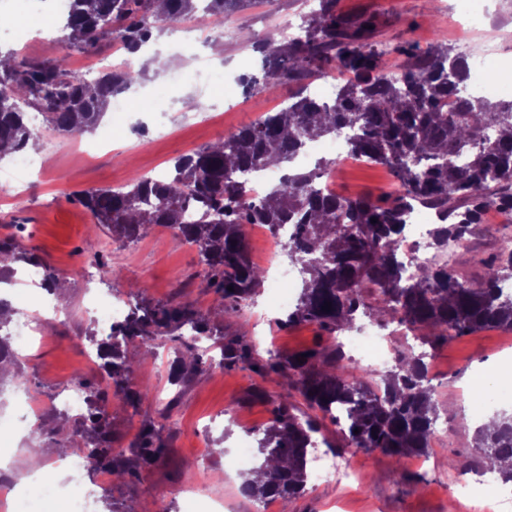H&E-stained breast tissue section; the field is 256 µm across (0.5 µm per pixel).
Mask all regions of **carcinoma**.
Masks as SVG:
<instances>
[{"instance_id":"carcinoma-1","label":"carcinoma","mask_w":512,"mask_h":512,"mask_svg":"<svg viewBox=\"0 0 512 512\" xmlns=\"http://www.w3.org/2000/svg\"><path fill=\"white\" fill-rule=\"evenodd\" d=\"M69 2L58 39L63 56L38 60L0 49V159L42 139L43 131L29 123L26 110L41 113L45 128L81 136L99 123L112 92L130 87L143 74L128 65L87 81L67 66L70 51L117 41L135 55L162 24L195 17L200 10L203 19H222L250 5V0H208L202 9L196 0ZM369 25L336 15V0H319L301 38L281 44L267 38L252 45L263 56L264 72L249 78L247 86L272 92L285 82L324 76L330 67L350 74L336 85L334 103L302 92L278 111L176 159L165 179L146 176L119 189L73 197L114 238L134 242L160 225L196 246L207 287L220 295L227 317L252 300L263 282L248 258L244 225L262 224L279 236L284 225L292 224L295 232L282 247L290 261L301 265L303 282L294 308L277 320L280 326L304 322L338 334L352 329L361 314L380 322L388 316L408 331H420L422 343L432 345L482 329L512 331V294L501 286L512 273V249L478 259L482 274L476 279L462 273L455 259L456 247L465 246L488 207L512 211V99L491 103L463 91L467 62L451 54L446 38L423 52L412 45L396 48L405 61L396 71L386 69V51L370 42ZM452 96L458 105L450 110ZM343 129L354 131L346 141L351 155L386 167L398 181L395 197L320 194L315 186L326 160L288 175L255 199L233 181L242 171L269 166L274 157L288 163L309 141ZM187 207L200 213L199 221L185 222ZM417 207L436 214L433 241L443 259L407 275L399 247ZM2 252L40 267L47 289L59 286L38 256L1 241ZM326 302L329 311L322 310ZM186 326L208 340L219 339L220 365L242 366L263 380L278 375L308 408L325 416L346 407V447L378 450L398 461L429 448L439 418L438 395L424 355L412 347L396 342L394 364L376 381L367 369L357 376L345 372L337 344L261 360L242 338L224 336V326L193 305L142 299L109 339L97 344L112 396L91 389L94 400L86 420L67 433L68 442L84 447L91 471L137 477L167 451L160 429L150 423L128 451L114 452L107 406L112 398L136 409L152 397L149 386L131 382L135 361L129 344L137 341L148 350L156 339ZM195 349L188 345L177 357L173 383L201 370ZM319 434L317 419L279 405L258 440L264 480L248 478L242 490L260 500L295 498L306 485ZM474 435L484 457L512 462V414H496L494 426L477 427Z\"/></svg>"}]
</instances>
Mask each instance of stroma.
<instances>
[{"label": "stroma", "instance_id": "1", "mask_svg": "<svg viewBox=\"0 0 512 512\" xmlns=\"http://www.w3.org/2000/svg\"><path fill=\"white\" fill-rule=\"evenodd\" d=\"M484 2L488 36L476 39L467 54L477 58L491 45L500 57L510 59L512 0ZM317 7L318 0H253L225 19L233 37L198 35L180 41L181 79L175 84L168 75L151 70L144 54L129 57V64L143 70L144 76L127 91L130 112L119 116L109 111L101 120L113 128L115 141L110 148H96L94 132L83 136L79 150L73 148L70 137L52 133L43 138L49 169L17 184V204L0 201V239L14 237L56 272L66 273L67 287L46 293L24 281L10 290V298L26 299L33 308L45 303L55 306L60 317L44 339L11 364L13 372L25 374L26 386L17 387L12 376L0 380V416H20V401L30 395L41 406V443L58 444L65 437L60 430L62 416L52 402L60 388L79 381L102 388L101 370L86 362L91 348L87 336L92 325L85 312L90 286L72 273L82 264V248L90 238L99 239L103 261L118 272L112 281L114 297L129 299L138 292L156 303H191L223 325L225 333L251 343L263 357L333 343V335L314 324L279 326L277 320L284 312L273 304L265 287L248 307L225 318L221 299L203 280L196 246L158 226L133 243L112 239L73 198L78 191L131 184L133 167L139 176L152 175L176 158L286 105L299 84L287 83L271 93L245 87L244 78L260 74L262 68V57L252 45L275 32L278 21L308 17ZM336 12L350 20L371 19L374 39L386 48L384 65L390 70L403 62L395 46L412 44L424 51L443 35L452 41L464 38L455 25L454 0H336ZM228 96L238 99V106L214 115L208 123L194 122L192 114L180 108L184 98L192 97L202 112ZM334 188L349 198H376L395 191L397 182L385 167L354 160L343 164ZM180 347V342L163 338L138 358L132 381L150 386L153 401L135 410L114 402L108 409L114 451L128 448L143 425L155 423L163 428L166 454L139 477H122L105 486L93 500L94 512H101L107 502L123 510L140 502L149 512H157L159 505H173V496L183 484L200 479L223 497L224 512H260L259 501L241 494V476L227 469L224 455L233 452L246 435H260L270 425L279 401L295 403L299 397L284 379L273 375L264 382L267 398L244 401L257 377L239 368L215 372L205 368L173 386L172 368ZM431 353V378L440 401L438 425L445 437L432 441L428 455L397 461L378 451L344 448L339 426L324 421L323 432L330 443L326 456L357 470L360 480L308 483L304 493L289 503L288 512H473L490 492L512 499V489L501 482L486 485L489 472L481 453L467 442L474 431L473 380L477 374H487L488 389L494 393L501 379L512 376V331L487 329L453 336L436 343ZM218 442L224 454L214 453Z\"/></svg>", "mask_w": 512, "mask_h": 512}]
</instances>
